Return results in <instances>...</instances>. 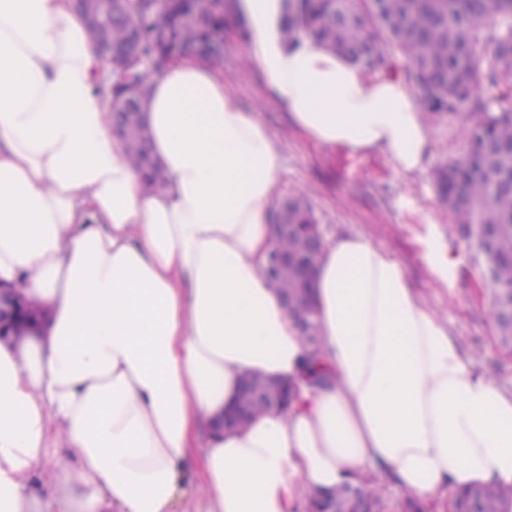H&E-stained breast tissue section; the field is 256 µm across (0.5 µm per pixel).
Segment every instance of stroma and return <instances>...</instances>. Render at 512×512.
Returning a JSON list of instances; mask_svg holds the SVG:
<instances>
[{"instance_id":"35a3bbf8","label":"stroma","mask_w":512,"mask_h":512,"mask_svg":"<svg viewBox=\"0 0 512 512\" xmlns=\"http://www.w3.org/2000/svg\"><path fill=\"white\" fill-rule=\"evenodd\" d=\"M220 38V69L228 90L255 113L283 151L278 196L304 191L325 238L341 232L367 236L403 268L426 304L445 312L476 370L512 390V356L499 347L487 317L489 291L482 285V267L458 238L432 180L436 167L460 153L463 115L422 114L431 139L425 170L405 176L381 153L353 154L303 136L288 113L270 101L266 77L250 60L236 27H226ZM431 245L455 262L448 281H439L422 258Z\"/></svg>"}]
</instances>
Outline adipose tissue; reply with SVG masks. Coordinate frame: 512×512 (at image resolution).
<instances>
[{
  "instance_id": "1",
  "label": "adipose tissue",
  "mask_w": 512,
  "mask_h": 512,
  "mask_svg": "<svg viewBox=\"0 0 512 512\" xmlns=\"http://www.w3.org/2000/svg\"><path fill=\"white\" fill-rule=\"evenodd\" d=\"M280 2L238 0L271 100L312 141L421 172L403 81L283 44ZM107 72L73 0H0V282L46 313L0 341V512H171L192 457L206 512H290L371 474L427 500L512 486V392L360 234L325 241L313 276L332 384L223 430L244 375L298 384L307 352L264 274L282 151L221 71L174 58L143 102L167 176L149 190Z\"/></svg>"
}]
</instances>
